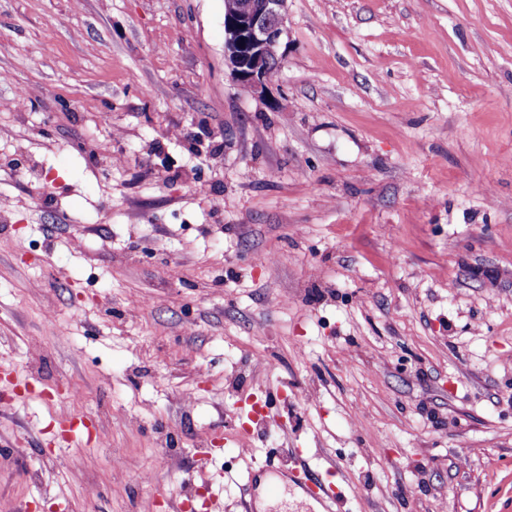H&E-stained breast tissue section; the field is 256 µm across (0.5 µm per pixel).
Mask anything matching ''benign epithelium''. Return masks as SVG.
I'll use <instances>...</instances> for the list:
<instances>
[{"label": "benign epithelium", "mask_w": 512, "mask_h": 512, "mask_svg": "<svg viewBox=\"0 0 512 512\" xmlns=\"http://www.w3.org/2000/svg\"><path fill=\"white\" fill-rule=\"evenodd\" d=\"M287 0H224L225 62L236 82L262 94L271 56L285 32Z\"/></svg>", "instance_id": "obj_1"}]
</instances>
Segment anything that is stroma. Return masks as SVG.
<instances>
[{
	"instance_id": "obj_1",
	"label": "stroma",
	"mask_w": 512,
	"mask_h": 512,
	"mask_svg": "<svg viewBox=\"0 0 512 512\" xmlns=\"http://www.w3.org/2000/svg\"><path fill=\"white\" fill-rule=\"evenodd\" d=\"M279 53L0 0V512H512V0H288Z\"/></svg>"
}]
</instances>
